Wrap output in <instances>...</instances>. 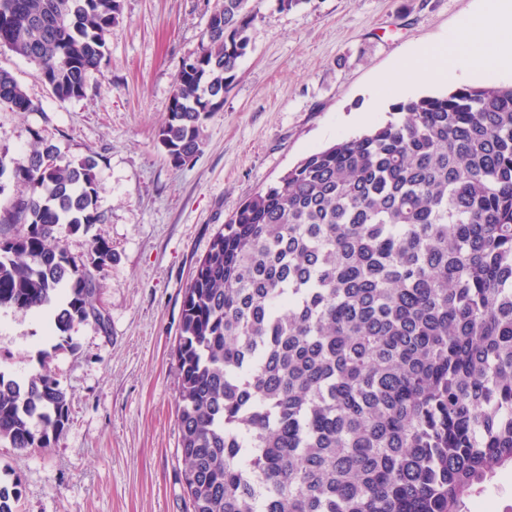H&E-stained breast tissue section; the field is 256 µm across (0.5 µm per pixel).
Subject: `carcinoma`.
<instances>
[{
  "label": "carcinoma",
  "instance_id": "carcinoma-1",
  "mask_svg": "<svg viewBox=\"0 0 512 512\" xmlns=\"http://www.w3.org/2000/svg\"><path fill=\"white\" fill-rule=\"evenodd\" d=\"M252 0H216L157 139L176 167L204 145L250 48ZM121 0H0V48L81 99ZM0 106L37 107L0 68ZM97 160L40 137L0 203V307L58 304L53 331L106 328L115 259ZM179 449L193 512H468L512 467V84L394 104L245 199L183 298ZM49 369L0 372V443L48 448L69 422Z\"/></svg>",
  "mask_w": 512,
  "mask_h": 512
}]
</instances>
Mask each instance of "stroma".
I'll use <instances>...</instances> for the list:
<instances>
[{"label":"stroma","mask_w":512,"mask_h":512,"mask_svg":"<svg viewBox=\"0 0 512 512\" xmlns=\"http://www.w3.org/2000/svg\"><path fill=\"white\" fill-rule=\"evenodd\" d=\"M214 0H121L109 55L86 95L60 101L37 67L0 51L36 104L0 108L7 195L12 168L27 165L37 137L70 159L95 156L103 223L67 236L86 253L92 238L116 259L98 306L107 328L81 324L59 346L36 312L0 309V372L24 381L41 353L66 389L70 420L49 448L0 443V483H18V512H191L178 452V362L183 295L215 233L248 196L305 155L364 131L368 92L399 61L447 40L481 0H306L282 11L262 0L250 50L201 154L171 165L156 141L182 60L198 47ZM469 512H512V468L498 472Z\"/></svg>","instance_id":"obj_1"}]
</instances>
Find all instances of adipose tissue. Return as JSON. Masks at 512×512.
<instances>
[{
  "label": "adipose tissue",
  "instance_id": "ef3b65f1",
  "mask_svg": "<svg viewBox=\"0 0 512 512\" xmlns=\"http://www.w3.org/2000/svg\"><path fill=\"white\" fill-rule=\"evenodd\" d=\"M512 69V0H484L480 14L469 18L447 43L406 58L392 75L371 89L378 100L405 91L420 80L446 82L478 70Z\"/></svg>",
  "mask_w": 512,
  "mask_h": 512
}]
</instances>
